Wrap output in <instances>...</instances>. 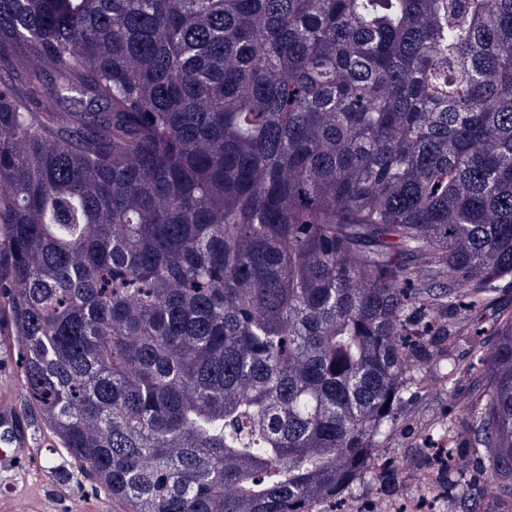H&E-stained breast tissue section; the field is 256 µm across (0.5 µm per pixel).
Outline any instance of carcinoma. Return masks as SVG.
I'll return each instance as SVG.
<instances>
[{
    "mask_svg": "<svg viewBox=\"0 0 512 512\" xmlns=\"http://www.w3.org/2000/svg\"><path fill=\"white\" fill-rule=\"evenodd\" d=\"M512 0H0V306L129 512H335L414 357L512 505Z\"/></svg>",
    "mask_w": 512,
    "mask_h": 512,
    "instance_id": "cac0c4a2",
    "label": "carcinoma"
}]
</instances>
